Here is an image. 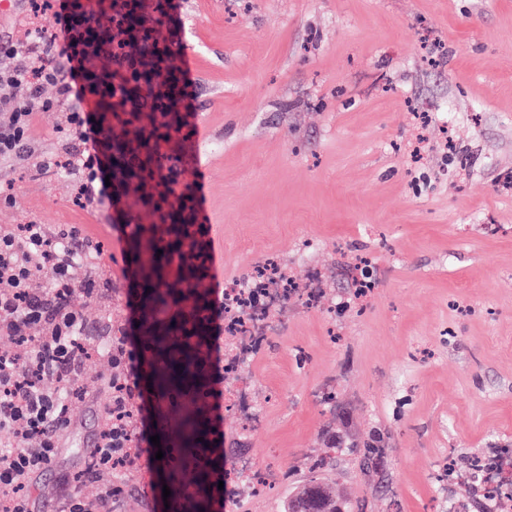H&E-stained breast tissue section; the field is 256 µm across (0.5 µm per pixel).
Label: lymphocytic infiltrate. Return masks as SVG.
<instances>
[{"label": "lymphocytic infiltrate", "mask_w": 512, "mask_h": 512, "mask_svg": "<svg viewBox=\"0 0 512 512\" xmlns=\"http://www.w3.org/2000/svg\"><path fill=\"white\" fill-rule=\"evenodd\" d=\"M32 16L51 14L53 29L31 24L26 56L0 68V164L30 152L29 131L34 113H67L65 139L79 142L67 156L42 158L43 170L73 172V193L83 207L124 211L118 179L123 165L120 142L112 138V115L128 112L142 88L153 87L155 111L175 108L190 112L191 83L181 67L170 65L179 22L156 17V0H28ZM52 87L53 97L41 95ZM81 240L75 229L50 233L42 224L20 225L18 233L0 232V338L27 345L26 357L0 350V432L13 444L0 445V512H31V474L49 465L57 454L56 433L70 423L72 386L89 352L84 341L85 318L71 303L74 290L94 295L97 279L81 275L70 256ZM48 277H31L34 264ZM152 348L148 340L133 347L108 350L109 363L121 377L110 414L115 425L98 432L87 455L82 477L92 480L104 470L133 467L155 449L137 448L135 434L124 422L130 411H143L149 399L143 388ZM213 443L193 460L177 449L164 451V465L183 477L203 472L211 485L224 478L222 429Z\"/></svg>", "instance_id": "f902f5d3"}]
</instances>
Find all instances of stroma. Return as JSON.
I'll use <instances>...</instances> for the list:
<instances>
[{
    "label": "stroma",
    "mask_w": 512,
    "mask_h": 512,
    "mask_svg": "<svg viewBox=\"0 0 512 512\" xmlns=\"http://www.w3.org/2000/svg\"><path fill=\"white\" fill-rule=\"evenodd\" d=\"M192 56L206 284L267 257L321 305L236 369L259 419L218 408L224 512H284L317 476L352 512H484L467 470L512 448V0H177ZM36 159L0 165V227H76L109 252L102 298L74 291L87 337H140L129 245ZM111 366L85 359L32 512H62L110 401ZM379 438L373 467L363 445ZM266 479L252 493L240 466ZM140 459L112 512H169Z\"/></svg>",
    "instance_id": "35a3bbf8"
}]
</instances>
